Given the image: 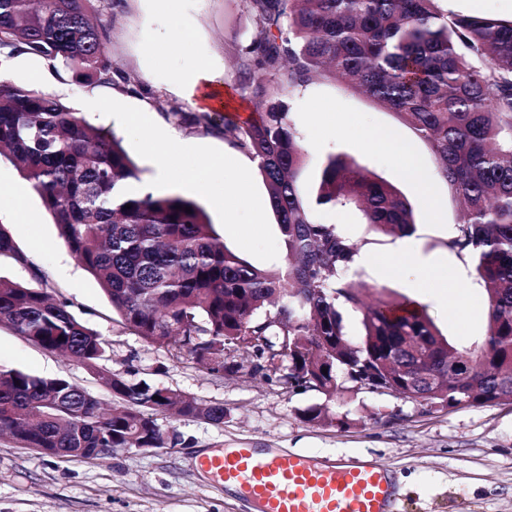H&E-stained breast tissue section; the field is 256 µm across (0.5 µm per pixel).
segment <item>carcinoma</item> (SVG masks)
I'll return each instance as SVG.
<instances>
[{
    "label": "carcinoma",
    "mask_w": 512,
    "mask_h": 512,
    "mask_svg": "<svg viewBox=\"0 0 512 512\" xmlns=\"http://www.w3.org/2000/svg\"><path fill=\"white\" fill-rule=\"evenodd\" d=\"M0 0V52L59 61L88 84L112 85V61L92 22L93 0ZM439 0H249L257 34L240 63L256 112L224 117V137L250 154L266 183L288 251L282 269H259L224 246L204 209L175 193H123L139 169L109 129L61 99L0 80V156L40 196L71 255L92 275L122 324L145 341L183 350L200 366L226 370L231 349L288 360L285 384L344 391L354 367L396 385L382 362L427 376L448 405L512 404V19L449 15ZM342 79L382 104L426 142L461 204L448 248L469 256L483 283L488 324L472 357L485 371L453 363L454 346L423 308L404 298L369 306L348 280L356 248L317 223L294 176L307 151L284 96L310 80ZM321 206L349 205L375 231L408 236L413 209L393 185L354 161L321 168ZM131 208H125V205ZM191 212H186L185 208ZM28 264L0 226V257ZM362 314L363 334L346 336L344 312ZM0 325L105 377L104 339L48 291L43 274L0 277ZM119 399L103 406L63 377L0 368V433L55 458H94L95 449L172 448L178 434L157 422H224V405L178 402L143 379L111 373ZM159 399H153V396Z\"/></svg>",
    "instance_id": "obj_1"
}]
</instances>
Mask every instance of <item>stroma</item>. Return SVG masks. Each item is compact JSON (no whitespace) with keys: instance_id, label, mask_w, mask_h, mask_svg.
I'll use <instances>...</instances> for the list:
<instances>
[{"instance_id":"1","label":"stroma","mask_w":512,"mask_h":512,"mask_svg":"<svg viewBox=\"0 0 512 512\" xmlns=\"http://www.w3.org/2000/svg\"><path fill=\"white\" fill-rule=\"evenodd\" d=\"M94 21L107 56L117 73L114 81L125 104L147 107L156 122L174 128L182 138L233 150L223 133L192 122L209 112L216 123L225 116L247 117L254 105L239 85L242 53L251 45L255 23L246 0H115L97 7ZM38 55L11 61L8 78L39 91H52L71 108L92 86L55 68L52 83L40 79ZM197 62L220 76L221 101L199 86L193 95L175 90V78ZM292 128L307 150L296 176L299 193L314 219L347 237L370 262L352 264L348 277L366 287L369 300L409 298L425 306L439 331L457 349L480 342L487 325L484 287L470 258L458 257L446 244L455 232L460 208L428 145L394 112L348 83L314 79L285 96ZM179 117H172V110ZM387 130L410 143L427 176L422 192L403 175L387 153L365 147L361 130ZM331 156L356 161L381 180L395 185L414 210L415 231L397 238L372 231L359 211L315 203L320 170ZM0 185L26 201L25 215L0 198V226L31 258L32 267L0 259V276L30 280L40 269L52 292L67 299L72 312L107 343L102 369L119 371L133 382L147 380L209 405L224 406V421L177 420L162 414V427L175 428L182 442L173 448H126L96 459L66 460L21 447L0 435V512H251L248 505L204 479L197 470L207 451L251 445L279 448L321 458L365 456L392 468L401 488L399 512H512V405L430 409L391 396L341 392L326 398L316 390L291 391L283 377L287 366L253 373L250 359H238L234 370L211 372L187 354L146 342L121 323L97 281L73 258L59 237L51 214L10 158L0 157ZM441 200L440 214L431 211L432 197ZM437 258L448 268V292L461 311L445 299L411 288L415 267L394 278H381L378 268L399 245ZM0 367L17 368L41 377L76 382L101 402L113 400L98 376L0 327ZM326 407L328 422L304 421L299 412Z\"/></svg>"}]
</instances>
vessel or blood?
Wrapping results in <instances>:
<instances>
[{
	"label": "vessel or blood",
	"mask_w": 512,
	"mask_h": 512,
	"mask_svg": "<svg viewBox=\"0 0 512 512\" xmlns=\"http://www.w3.org/2000/svg\"><path fill=\"white\" fill-rule=\"evenodd\" d=\"M211 481L257 512H393V474L369 458L321 461L307 454L239 447L202 457Z\"/></svg>",
	"instance_id": "obj_1"
}]
</instances>
